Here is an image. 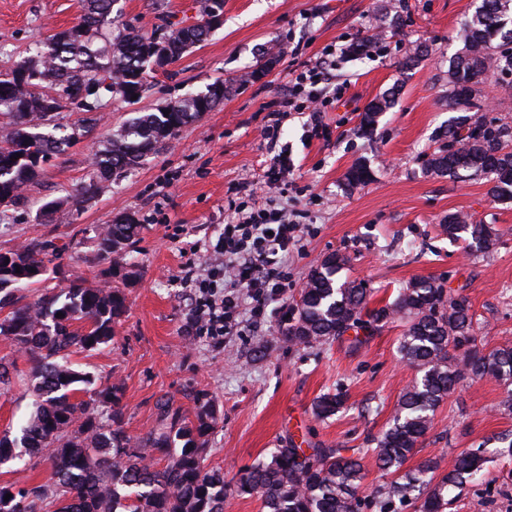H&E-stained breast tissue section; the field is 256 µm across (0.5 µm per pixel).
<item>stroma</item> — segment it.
<instances>
[{
    "label": "stroma",
    "mask_w": 512,
    "mask_h": 512,
    "mask_svg": "<svg viewBox=\"0 0 512 512\" xmlns=\"http://www.w3.org/2000/svg\"><path fill=\"white\" fill-rule=\"evenodd\" d=\"M475 0H224L222 21L209 38L155 75L141 99L104 95L93 122L68 109L64 130L80 128L77 142L52 159L29 184L9 221L0 224V252L35 241L79 246L48 266L46 282L28 289L64 287L81 276L88 287H119L128 311L108 347L72 354L74 369L121 387L126 432L139 436L156 424L158 405L193 418L198 395L215 409L208 436V467L237 480L285 439L308 445L371 447L392 420L417 371L399 354L402 322L372 334L295 347L276 330L253 335L242 321L223 339L189 336L194 313L186 288L187 242L218 238L235 218L230 186L260 182L267 159L264 128L303 62L329 55L343 96L323 114L326 130L311 136L308 115H288L280 143L296 185L260 192L255 208L287 207L304 224L303 247L288 256L289 299L328 254L348 256L342 281L364 282L370 304L391 303L399 288L432 278L467 297L480 349L512 346V203L496 200L482 179L426 173L436 134L448 125V69L462 44L456 33ZM204 0H114L112 27L169 31L200 22ZM80 0H0V71L25 60L36 41L77 22ZM372 43L366 56L352 48ZM274 46L282 57L266 62L261 79L241 75ZM224 82V101L187 126L157 153L101 182L96 196L74 199L93 175L95 153L111 133L139 112ZM398 87L393 108L380 115L371 137L360 134L366 105ZM364 162L373 179L346 190L345 173ZM59 206L44 211L46 202ZM494 225L497 245L475 252L448 239L439 224L451 212ZM130 214L141 226L131 257L117 263L100 254L97 226ZM342 393L344 405L326 419L313 413L321 395ZM497 381H460L437 409L434 427L405 463L448 464L465 448L486 443L489 461L480 482L466 485L450 512H512V455L498 435L512 432ZM33 399L30 370L19 363L0 385V435L16 433Z\"/></svg>",
    "instance_id": "1"
}]
</instances>
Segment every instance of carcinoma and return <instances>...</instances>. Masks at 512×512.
<instances>
[{
	"instance_id": "cac0c4a2",
	"label": "carcinoma",
	"mask_w": 512,
	"mask_h": 512,
	"mask_svg": "<svg viewBox=\"0 0 512 512\" xmlns=\"http://www.w3.org/2000/svg\"><path fill=\"white\" fill-rule=\"evenodd\" d=\"M111 13L112 0H86L78 23L39 43L31 58L0 72V115L7 119L0 137V218L41 176L44 165L77 139L55 135L54 118L60 112L70 106L90 112L103 92L131 101L129 87L147 88L155 56L164 52L172 64L211 32L207 22L162 36L124 29L108 47L96 48L97 33ZM459 37L464 47L449 69V99L462 111L477 113L488 76L512 75V0H481ZM395 95L390 89L367 104L363 133L372 134ZM219 103L206 91L138 113L95 155L94 175L79 195L94 197L101 181L155 153ZM467 120L460 116L448 125L441 133L444 142L427 156L424 167L456 178L463 172L484 176L492 195L512 200V126L480 116L468 126ZM371 177L369 168L356 166L346 174V186L352 190ZM139 228L128 216L105 225L96 236L98 251L126 255L138 242ZM440 228L448 239L483 252L499 239L493 226L473 223L458 212L448 213ZM63 251L51 241L35 243L13 250L11 263L0 265V339L29 364L37 396L19 432L0 437V467L10 464L19 472L17 464L37 458L51 468L49 484L0 486V512H46L49 506L53 512H224V474L205 465L215 420L209 402L199 405L192 424L169 415L163 403L159 423L132 438L123 426L118 387L106 385L94 398H76L77 385L94 381L73 369L68 356L112 342L127 305L122 289L89 288L80 278L26 300L21 289L34 285L30 269L46 268ZM347 263L346 255L335 252L312 270L299 298L281 317L279 335L308 347L357 327L379 331L398 317L405 321L399 352L420 378L400 397L388 428L373 439L375 448H313L307 455L290 440L270 460L248 469L236 481L235 492L259 495L266 512H360L364 456L371 452L381 469L399 472L432 428L435 411L466 375L498 381L505 393L500 406L512 411V346L480 350L465 297L452 298L436 280L420 278L400 288L392 303L370 310L363 284L337 280ZM452 350L462 354L458 365L450 363ZM343 403L339 394H324L314 412L328 418ZM149 458L167 464L156 469ZM485 463L482 443L456 455L443 473L437 462L427 460L376 493L367 507L398 512L397 505L418 500L419 512H446L448 495L474 482Z\"/></svg>"
}]
</instances>
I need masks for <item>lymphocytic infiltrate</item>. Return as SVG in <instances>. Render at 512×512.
Listing matches in <instances>:
<instances>
[{"mask_svg":"<svg viewBox=\"0 0 512 512\" xmlns=\"http://www.w3.org/2000/svg\"><path fill=\"white\" fill-rule=\"evenodd\" d=\"M328 80L323 61L304 63L280 104L281 113H309L314 129H321ZM302 238L301 225L290 219L286 209L262 208L225 225L217 241L191 243L190 255L207 256L211 269L206 279L196 283L200 295L195 299L190 331L222 336L244 312L252 330L262 331L267 300L288 291L284 268L289 251L297 248Z\"/></svg>","mask_w":512,"mask_h":512,"instance_id":"1","label":"lymphocytic infiltrate"}]
</instances>
